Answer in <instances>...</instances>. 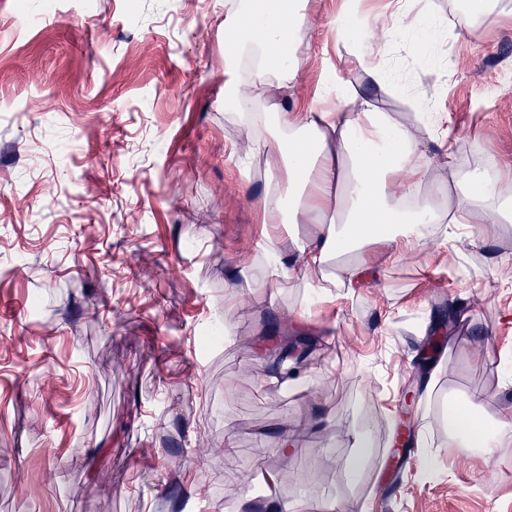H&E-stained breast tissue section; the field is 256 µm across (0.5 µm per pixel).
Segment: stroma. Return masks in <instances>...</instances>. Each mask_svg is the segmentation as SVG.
<instances>
[{
	"instance_id": "35a3bbf8",
	"label": "stroma",
	"mask_w": 512,
	"mask_h": 512,
	"mask_svg": "<svg viewBox=\"0 0 512 512\" xmlns=\"http://www.w3.org/2000/svg\"><path fill=\"white\" fill-rule=\"evenodd\" d=\"M235 2L0 0V512H244L271 492L293 512L344 497L369 512H512V444L463 454L446 417L477 392L496 399L475 416L512 414V295L499 290L512 223L491 246L456 237L450 267L425 240L347 299L255 295L265 159L242 165L249 148L224 110ZM344 9L309 0L301 67L274 101L304 112L325 80L367 87L329 37ZM496 12L436 36L431 64L409 40L387 42L396 88L377 99L408 127L411 101L447 113L461 165L492 179L512 170V0ZM475 296L421 365L429 325ZM47 304L45 337L33 323ZM307 319L326 339L308 352L306 389L268 386L257 341L301 335ZM407 417L431 435L397 472L385 462ZM284 427L298 452L278 448ZM350 430L374 443L353 472ZM228 438L234 454L200 457L199 442Z\"/></svg>"
}]
</instances>
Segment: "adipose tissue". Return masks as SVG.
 Masks as SVG:
<instances>
[{"mask_svg": "<svg viewBox=\"0 0 512 512\" xmlns=\"http://www.w3.org/2000/svg\"><path fill=\"white\" fill-rule=\"evenodd\" d=\"M416 0H400L397 12L382 20L353 22L352 11L334 20L336 41L353 48L355 58L374 88H388L391 77L369 53L381 41L409 36L415 55L429 60L432 35L440 24L432 10L416 30L406 25ZM306 0H240L238 14L225 31L224 108L241 115L252 152L281 160L287 181L269 175L259 201L268 229L258 247L266 274L258 293H279L296 284L322 301L345 298L365 282L368 269L360 250L371 242L413 249L437 225L451 224L471 238L492 242V229L512 220V201L477 167L456 162L455 142L437 136L429 118L421 132H411L392 114L379 111L371 95L352 82L324 83L326 108L306 112L258 111L261 98L274 84L293 81L300 67L295 40L305 35ZM450 176L457 192L448 204L427 193L429 184ZM283 224H314L318 232L296 245L293 254L277 248ZM349 254L335 280L315 274L335 256ZM269 385H295L307 379L304 359L288 340L257 346ZM448 437L463 453L488 454L512 440V420H474L464 409L448 411Z\"/></svg>", "mask_w": 512, "mask_h": 512, "instance_id": "adipose-tissue-1", "label": "adipose tissue"}]
</instances>
